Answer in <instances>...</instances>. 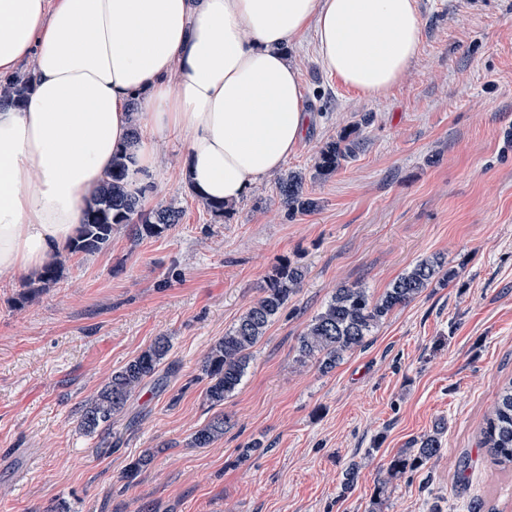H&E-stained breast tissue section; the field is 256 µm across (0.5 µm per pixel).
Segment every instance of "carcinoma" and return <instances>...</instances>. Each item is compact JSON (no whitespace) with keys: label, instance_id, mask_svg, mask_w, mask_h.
<instances>
[{"label":"carcinoma","instance_id":"obj_1","mask_svg":"<svg viewBox=\"0 0 512 512\" xmlns=\"http://www.w3.org/2000/svg\"><path fill=\"white\" fill-rule=\"evenodd\" d=\"M30 76L19 73L0 89V107L17 106L29 91ZM355 143L341 135L326 143L316 159L318 175L336 171L351 156ZM133 157L121 151L113 157L112 169L92 196L84 210L76 236L68 245L71 253L93 254L112 241V232L121 225L135 226V236H159L180 223L182 211L171 205L144 209L141 196L131 193L128 184L135 175ZM279 193L292 214L313 210L317 203L304 193V177L288 173L280 178ZM460 276L458 268L444 257L432 255L417 261L398 276L383 294L373 296L361 286L336 289L321 310L312 317L298 337L297 361L312 362L323 372H330L351 353L366 343L388 316L413 301L434 283L446 286ZM305 278V271L290 264L268 277L261 296L247 309L238 322L216 342L205 357L204 371L209 378L206 400L213 406L224 400L241 385L252 358V349L265 335L268 327L283 310ZM171 350L168 337L159 336L140 355L122 368L97 393L80 407V427L89 434L107 429L112 418L122 412L134 394L147 380L158 377L160 366ZM224 436V415L213 417L198 429L192 446L206 448ZM480 446L493 465L512 469V381L502 387L486 416L480 432ZM442 450L440 432L422 436L415 447L404 448L392 457L386 468L389 478H403L423 467ZM153 454L146 452L130 463L123 478L127 484L136 481L148 467Z\"/></svg>","mask_w":512,"mask_h":512}]
</instances>
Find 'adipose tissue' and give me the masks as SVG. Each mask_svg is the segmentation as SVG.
I'll list each match as a JSON object with an SVG mask.
<instances>
[{"label": "adipose tissue", "mask_w": 512, "mask_h": 512, "mask_svg": "<svg viewBox=\"0 0 512 512\" xmlns=\"http://www.w3.org/2000/svg\"><path fill=\"white\" fill-rule=\"evenodd\" d=\"M310 29L325 71L376 98L409 70L421 19L415 0H0V84L33 77L0 108V274L68 245L135 127L136 190L173 138L198 199L239 201L304 135L288 48ZM29 73H19L0 89V107L18 106L29 91Z\"/></svg>", "instance_id": "1"}]
</instances>
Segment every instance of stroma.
Masks as SVG:
<instances>
[{"label":"stroma","instance_id":"35a3bbf8","mask_svg":"<svg viewBox=\"0 0 512 512\" xmlns=\"http://www.w3.org/2000/svg\"><path fill=\"white\" fill-rule=\"evenodd\" d=\"M416 8L417 56L376 99L323 70L313 34L290 47L308 129L224 216L181 179L184 144L162 141L144 206L174 205L180 224L139 239L121 226L101 252L62 254L58 281L32 299L31 277L0 275V512H467L477 497L512 512V471L479 446L512 380V0ZM344 132L354 155L315 176ZM289 172L305 176L314 211L288 213ZM433 254L459 268L454 282L395 310L331 372L298 362L299 336L337 287L382 294ZM285 264L304 281L239 389L210 406L206 354ZM159 336L172 345L165 386L146 382L109 436L85 433L83 402ZM220 413L223 437L192 447ZM437 429L440 457L384 483L391 457Z\"/></svg>","mask_w":512,"mask_h":512}]
</instances>
